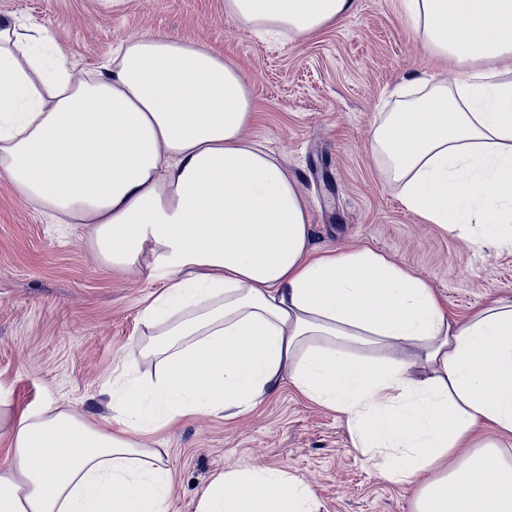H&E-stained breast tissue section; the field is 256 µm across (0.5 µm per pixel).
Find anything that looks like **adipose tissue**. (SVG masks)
Instances as JSON below:
<instances>
[{
	"mask_svg": "<svg viewBox=\"0 0 512 512\" xmlns=\"http://www.w3.org/2000/svg\"><path fill=\"white\" fill-rule=\"evenodd\" d=\"M414 37L455 68L410 79L372 148L404 204L445 227L512 243V0H396ZM354 0H224L273 35L310 37ZM45 30L0 23V171L95 253L147 268L164 290L141 312L112 389L117 432L48 405L8 433L0 512H167L171 473L139 437L189 415L234 416L289 382L343 414L354 447L415 512H512V299L465 320L410 270L369 250L315 252L305 199L265 148L238 68L204 45L145 34L93 79ZM359 348L387 358L356 356ZM281 469L232 470L198 512H317Z\"/></svg>",
	"mask_w": 512,
	"mask_h": 512,
	"instance_id": "adipose-tissue-1",
	"label": "adipose tissue"
}]
</instances>
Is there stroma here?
Returning <instances> with one entry per match:
<instances>
[{
	"instance_id": "stroma-1",
	"label": "stroma",
	"mask_w": 512,
	"mask_h": 512,
	"mask_svg": "<svg viewBox=\"0 0 512 512\" xmlns=\"http://www.w3.org/2000/svg\"><path fill=\"white\" fill-rule=\"evenodd\" d=\"M0 18L43 28L77 72H94L134 36L160 33L221 50L243 71L259 114L246 134L296 178L315 247L369 249L429 283L466 317L486 298H512V246L426 223L372 152L390 90L425 76L446 83L394 0H355L311 38L261 39L224 0H0ZM163 287L148 271L95 258L81 224H49L0 175V470L7 432L25 410L52 404L116 431L108 387L148 330L139 314ZM143 440L171 472L169 512H197L225 471L275 468L313 489L318 512H413L410 491L386 481L354 448L344 415L282 384L254 409L200 415Z\"/></svg>"
}]
</instances>
